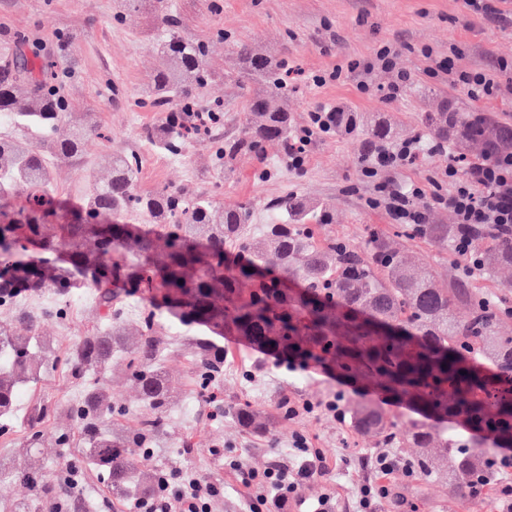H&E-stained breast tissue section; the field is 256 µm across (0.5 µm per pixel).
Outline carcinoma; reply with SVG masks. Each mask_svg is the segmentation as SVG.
I'll return each mask as SVG.
<instances>
[{"label": "carcinoma", "instance_id": "carcinoma-1", "mask_svg": "<svg viewBox=\"0 0 512 512\" xmlns=\"http://www.w3.org/2000/svg\"><path fill=\"white\" fill-rule=\"evenodd\" d=\"M146 2L163 25L159 65L144 90L161 123L147 138L160 152L181 157L197 118L219 127L224 112L218 104L203 115L195 108L193 91L212 81L206 49L181 35L167 0H120L118 8ZM24 46L19 39L0 67V308L16 314V324L0 326V436L20 422L26 430L10 474L37 495L52 493L39 483L32 457L42 448L44 425L62 413L74 431L58 433L57 445L82 449L83 462L106 476L114 495L150 492L159 474L135 470L126 449L152 448L166 431L170 393L162 356L170 329L193 333L191 381L209 407L208 420L227 412L255 433L273 424L246 401L224 403V348L215 338L239 336L418 410L422 419L404 431L367 401L354 404L349 418L357 433L383 448L438 449L412 457L420 476L448 469L461 499L491 481L501 458L497 446L512 443V336L501 335L496 307L462 283L439 287L430 267L413 264L375 230L359 246L317 241L307 224L315 206L288 193L268 202L273 223L254 237L247 203L226 207L212 195L172 188L140 193L141 158L133 150L108 155L104 175L96 176L84 164L85 146L103 132L58 94L48 63ZM238 53L267 90L248 98L242 137L214 146L212 170L220 176L237 155L294 138L287 110L271 108L268 98L288 95L282 64L244 45ZM438 121L443 134L454 130L457 143L485 161L512 153L511 125L468 112H442ZM62 163L83 165L91 185L74 213L60 208L51 188L52 170ZM133 215L150 218L154 229L117 222ZM403 232L452 246L458 227L405 224ZM474 245L480 273L512 266V244L483 233ZM84 286L94 291L101 326L57 352L41 328L68 322L69 299ZM41 292L53 294V302L20 305ZM133 297L146 299L147 307L129 332L125 309ZM114 357L125 360L137 401L148 410L132 423L108 387ZM57 367L81 384V395L61 408L40 399L18 415L21 393ZM431 417L454 423L467 440L435 431L425 423Z\"/></svg>", "mask_w": 512, "mask_h": 512}]
</instances>
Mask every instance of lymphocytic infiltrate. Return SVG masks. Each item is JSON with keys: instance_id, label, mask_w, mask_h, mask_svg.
I'll return each instance as SVG.
<instances>
[{"instance_id": "1", "label": "lymphocytic infiltrate", "mask_w": 512, "mask_h": 512, "mask_svg": "<svg viewBox=\"0 0 512 512\" xmlns=\"http://www.w3.org/2000/svg\"><path fill=\"white\" fill-rule=\"evenodd\" d=\"M428 74L463 85L476 99L495 95L500 90L499 84L486 71L456 68L450 57L436 60ZM340 118V112L332 107L319 106L311 110L306 124L288 149L289 169L302 170L313 140L335 131ZM442 150L441 143L426 145L418 137L394 143H367L361 156V169L374 181L367 203L383 208L397 224L427 223L428 207L432 204L448 209L463 230L454 249L468 256L469 267L475 270L480 262L472 255L470 228L486 227L495 236L512 241V155L475 163L463 171L456 165H449L443 180L434 179L427 185L399 181V174L412 168L423 152ZM291 452L294 464L281 463L262 470L248 467L240 456L225 455V468L252 493L250 512H267L272 504L282 507L299 504L302 485L322 473V451L313 447L307 437L295 434ZM370 460L377 477L359 487L355 512H381L384 500L390 495L388 486L382 482L383 476L398 468L408 475L413 472L409 462L399 460L385 448L374 451ZM223 493V486L201 482L188 472L178 470L162 476L151 495L138 499L135 507L136 512H210L211 501Z\"/></svg>"}]
</instances>
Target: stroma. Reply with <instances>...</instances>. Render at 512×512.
Listing matches in <instances>:
<instances>
[{
	"label": "stroma",
	"instance_id": "35a3bbf8",
	"mask_svg": "<svg viewBox=\"0 0 512 512\" xmlns=\"http://www.w3.org/2000/svg\"><path fill=\"white\" fill-rule=\"evenodd\" d=\"M183 35L209 48L207 65L214 76L211 84L195 90L201 108L220 102L224 124L213 137L193 140L185 155L170 158L150 146L146 132L158 114L142 102V92L155 69V46L161 29L149 6L143 5L116 16L118 0H0V55L25 38L28 52L51 61L58 75L60 95L74 110L86 112L106 128L108 138L90 139L85 159L99 162L115 152L136 150L142 157L137 189L152 193L176 188L188 193L216 194L221 202L251 203L255 210L254 230L269 223V200L295 194L323 205L325 220L317 222L318 239H342L361 244L369 230L385 234L396 246L417 254L435 271L440 286L467 281L491 303H499L504 287L512 284V270L493 277L465 278L453 251L427 239H408L401 234L383 209L367 206L368 184L360 168L366 137L361 128L336 131L314 140L302 172L289 170L279 142L263 143L261 149L239 157L223 182L205 179L211 164V138L229 140L242 136L247 114V88L236 74L244 63L237 47L246 43L259 52L285 62L288 78V113L294 128H301L308 112L320 104L342 107L357 116L395 123L394 140L422 136L437 141L426 118L435 112H486L495 120L512 124V92L506 85L512 75L498 74L501 93L474 99L464 88L448 79L427 74L431 57L447 55L449 45L462 54L457 65L463 69H492L497 60L512 62V26L490 23L474 16L464 0H171ZM392 45L399 69L410 73L412 83L394 101L380 95L359 94L357 74L317 87L311 77L317 71L353 59L369 57L380 45ZM99 318L92 289L71 301L68 323L43 326L42 334L55 349H63L80 336L95 330ZM224 348V397L245 400L253 408L274 414L283 397L321 400L343 392L345 403L367 400L386 411L399 428H407L413 409L385 396L364 391L360 386L340 387L333 374L321 367L288 368L285 360L244 344L239 337L222 339ZM192 356L183 333H174L166 356L171 405L168 431L152 454L132 448L128 458L136 469L154 472L183 469L204 482L224 486L223 497L214 499L211 512H248L249 496L236 476L224 467V452L232 449L245 462L262 469L288 458L294 433L306 435L325 459L324 472L306 483L302 496L316 503L332 493V512H354L355 490L375 479L369 457L375 444L358 434L350 422L304 416L275 422L264 435L250 433L231 416L213 423L203 418L204 402L190 381ZM80 391L58 369L48 370L36 387L25 391L19 401L27 408L37 398L65 405ZM65 417L45 427L39 475L52 486L56 499L42 502L39 512H95L106 503L105 512H135L134 500H118L109 494L108 481L85 472L79 491L55 482L54 474L76 467L80 454L74 448H58L54 436L68 427ZM195 445L182 447L183 438ZM390 496L382 512H499L497 483H490L468 500L457 499L448 487L447 474L432 478H408L394 470L384 479Z\"/></svg>",
	"mask_w": 512,
	"mask_h": 512
}]
</instances>
